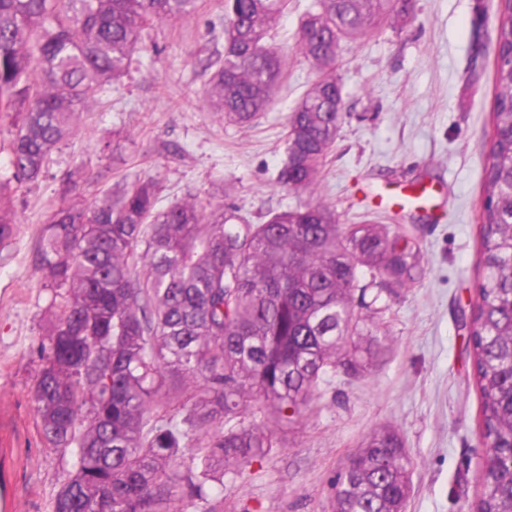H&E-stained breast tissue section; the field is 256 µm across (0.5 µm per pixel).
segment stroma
<instances>
[{
  "label": "stroma",
  "mask_w": 512,
  "mask_h": 512,
  "mask_svg": "<svg viewBox=\"0 0 512 512\" xmlns=\"http://www.w3.org/2000/svg\"><path fill=\"white\" fill-rule=\"evenodd\" d=\"M312 0H289L275 31L288 76L249 127L224 122L204 102L201 58L224 50V0H197L193 14L146 30L118 80L99 86L74 133L49 155L37 182L16 184L12 117L0 114V183L13 186L14 235L0 244V413L15 420L16 512H50L71 469L46 448L31 403L52 319L50 289L35 262L50 215L93 206L117 181L153 180L163 204L191 200L211 211H268L320 197L341 223L416 227L426 274L393 286L369 329L390 336L364 376L337 377L317 411L225 484L220 512H330L331 483L373 431L395 427L414 462L407 512H468L486 448L478 431L472 355L457 314L478 272V213L493 99L495 0H412L410 11L359 41L341 42L336 71L350 115L319 178L317 195L278 186L286 116L315 73L296 50ZM482 33L485 56L471 61ZM428 187L441 219L408 205L402 189Z\"/></svg>",
  "instance_id": "1"
}]
</instances>
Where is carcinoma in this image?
Listing matches in <instances>:
<instances>
[{
    "instance_id": "cac0c4a2",
    "label": "carcinoma",
    "mask_w": 512,
    "mask_h": 512,
    "mask_svg": "<svg viewBox=\"0 0 512 512\" xmlns=\"http://www.w3.org/2000/svg\"><path fill=\"white\" fill-rule=\"evenodd\" d=\"M196 0H0V112L17 118L15 179L39 178L74 131L90 92L119 77L146 27ZM288 0H224V55L201 61L206 103L249 125L284 80L270 43ZM406 0H314L296 47L316 77L289 113L277 184L315 194L348 113L337 48L401 16ZM495 96L479 214V281L459 316L473 355L480 432L499 465L481 467L472 512H512V0H497ZM0 184V244L12 235ZM37 261L62 288L41 345L32 404L42 443L69 455L51 512H187L224 498L241 475L317 408L337 376H361L390 347L361 339L366 268L413 284L419 245L390 224H342L321 200L254 224L236 206H160L156 184L116 186L94 206H62ZM189 452L196 466L181 465ZM413 462L400 434L371 433L332 482L333 512H406Z\"/></svg>"
}]
</instances>
